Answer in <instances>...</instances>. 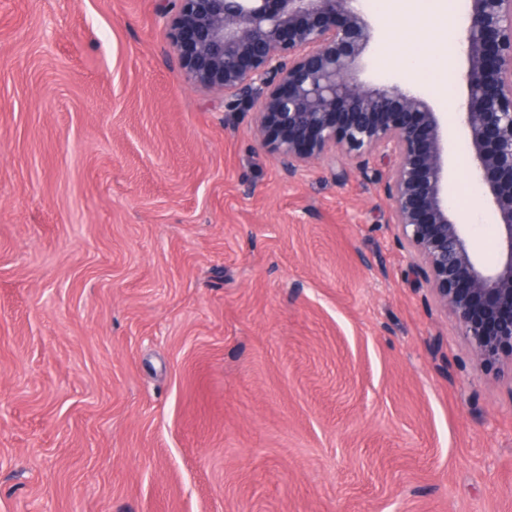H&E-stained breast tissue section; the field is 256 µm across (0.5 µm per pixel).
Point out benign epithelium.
I'll use <instances>...</instances> for the list:
<instances>
[{
  "label": "benign epithelium",
  "mask_w": 512,
  "mask_h": 512,
  "mask_svg": "<svg viewBox=\"0 0 512 512\" xmlns=\"http://www.w3.org/2000/svg\"><path fill=\"white\" fill-rule=\"evenodd\" d=\"M166 37L184 81L252 112L285 174L341 155L362 170L391 164L398 236L435 302L481 365L512 354V0H469L458 33L465 97L437 111L410 83L365 84L372 30L362 0H170ZM490 206L498 259L471 243L452 199L449 142Z\"/></svg>",
  "instance_id": "7a95c632"
}]
</instances>
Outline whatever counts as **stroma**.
Listing matches in <instances>:
<instances>
[{
    "label": "stroma",
    "instance_id": "stroma-1",
    "mask_svg": "<svg viewBox=\"0 0 512 512\" xmlns=\"http://www.w3.org/2000/svg\"><path fill=\"white\" fill-rule=\"evenodd\" d=\"M160 3L0 0V512H512V358L417 286L388 166L286 176L184 82ZM363 8L365 80H415ZM435 26L407 37L454 55L444 112Z\"/></svg>",
    "mask_w": 512,
    "mask_h": 512
}]
</instances>
